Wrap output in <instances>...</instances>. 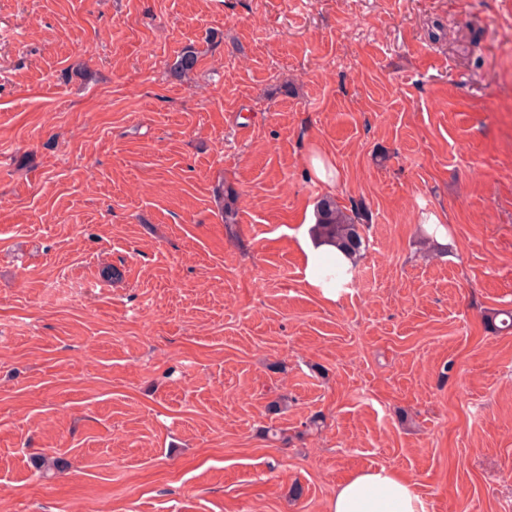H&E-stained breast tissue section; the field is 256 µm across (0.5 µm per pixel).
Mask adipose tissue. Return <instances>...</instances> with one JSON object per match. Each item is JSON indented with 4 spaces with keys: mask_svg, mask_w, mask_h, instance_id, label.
Listing matches in <instances>:
<instances>
[{
    "mask_svg": "<svg viewBox=\"0 0 512 512\" xmlns=\"http://www.w3.org/2000/svg\"><path fill=\"white\" fill-rule=\"evenodd\" d=\"M304 279L318 289L321 297L336 302L339 289L326 282L327 270L349 269L351 262L336 249L313 240H303ZM327 512H427L425 500L412 482L399 472L380 467L357 472L339 483L328 504Z\"/></svg>",
    "mask_w": 512,
    "mask_h": 512,
    "instance_id": "ef3b65f1",
    "label": "adipose tissue"
}]
</instances>
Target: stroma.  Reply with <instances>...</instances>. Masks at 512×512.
<instances>
[{"instance_id": "obj_1", "label": "stroma", "mask_w": 512, "mask_h": 512, "mask_svg": "<svg viewBox=\"0 0 512 512\" xmlns=\"http://www.w3.org/2000/svg\"><path fill=\"white\" fill-rule=\"evenodd\" d=\"M325 195L368 214L333 303L298 239ZM72 281L93 293L63 301ZM501 309L512 0H0L15 512H326L380 467L428 512H512ZM216 197L221 205V212L224 217L225 228L233 231L235 224H238L239 216V194L232 187H222L216 190Z\"/></svg>"}]
</instances>
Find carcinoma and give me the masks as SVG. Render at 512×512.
Here are the masks:
<instances>
[{
    "mask_svg": "<svg viewBox=\"0 0 512 512\" xmlns=\"http://www.w3.org/2000/svg\"><path fill=\"white\" fill-rule=\"evenodd\" d=\"M197 63V53L185 48L177 55L171 73L180 79L191 73ZM216 197L221 205L225 228L231 232L238 223L239 194L227 186L216 190ZM366 218L364 207L354 206L349 210L339 205L334 197L326 195L317 201L311 233L321 242L336 247L337 251L355 260L366 248L363 224ZM485 323L492 331L512 330V311H495L485 317Z\"/></svg>",
    "mask_w": 512,
    "mask_h": 512,
    "instance_id": "carcinoma-1",
    "label": "carcinoma"
}]
</instances>
